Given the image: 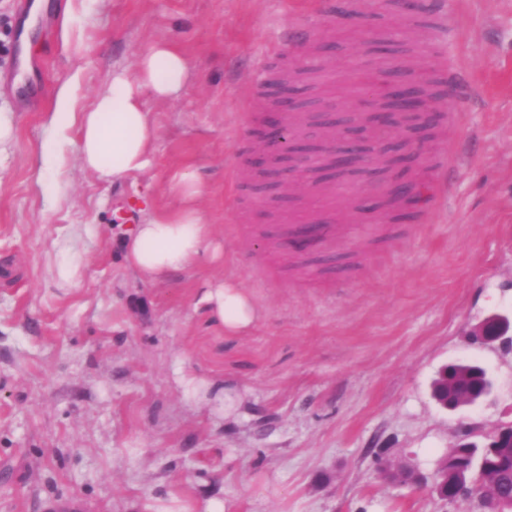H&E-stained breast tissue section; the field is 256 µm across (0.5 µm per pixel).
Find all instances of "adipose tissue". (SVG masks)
Instances as JSON below:
<instances>
[{"instance_id": "1", "label": "adipose tissue", "mask_w": 512, "mask_h": 512, "mask_svg": "<svg viewBox=\"0 0 512 512\" xmlns=\"http://www.w3.org/2000/svg\"><path fill=\"white\" fill-rule=\"evenodd\" d=\"M189 76L185 57L165 42L155 43L137 62L134 74L113 73L109 87L82 113L79 154L87 171L120 182L143 173L157 128L141 91L160 100L179 97ZM177 207L156 211L125 232L124 260L146 282H162L192 266L221 264L224 249L200 203L208 188L198 177L184 173L169 185ZM225 334L236 336L256 320L257 311L244 288L224 278L212 279L199 299Z\"/></svg>"}]
</instances>
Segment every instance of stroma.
<instances>
[{
    "instance_id": "35a3bbf8",
    "label": "stroma",
    "mask_w": 512,
    "mask_h": 512,
    "mask_svg": "<svg viewBox=\"0 0 512 512\" xmlns=\"http://www.w3.org/2000/svg\"><path fill=\"white\" fill-rule=\"evenodd\" d=\"M41 2L24 22L0 0V74L24 23L25 57L46 81L27 106L0 77V112L16 117L0 148V512H473L431 484L459 443L512 425V351L469 339L486 316L512 315V0H456L451 33L407 22L404 64L429 76L456 64L474 85L458 127L426 145L452 190L416 219L376 217L309 265L261 237L265 204L233 160L253 154L243 115L269 55L298 20L325 26L319 0ZM331 38L300 64L337 61L352 89L350 41ZM158 41L189 78L177 100L143 96L158 127L149 168L101 180L81 165L77 126L51 121L58 91L70 85L73 112L88 111ZM184 172L209 188L201 206L224 262L141 282L120 227L141 220L142 193L178 206L169 183ZM218 275L257 308L242 335L196 305ZM454 362L488 371L486 400L436 402L432 384Z\"/></svg>"
}]
</instances>
